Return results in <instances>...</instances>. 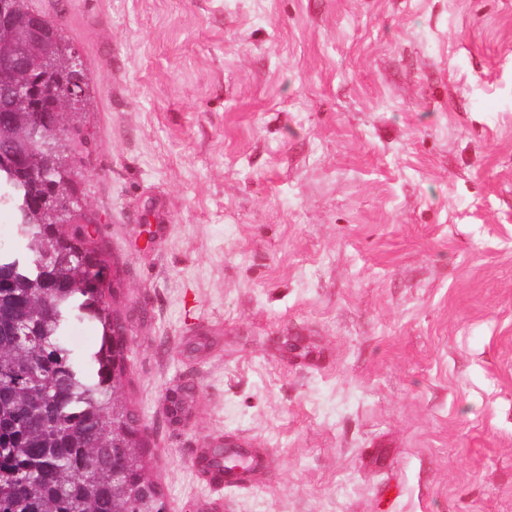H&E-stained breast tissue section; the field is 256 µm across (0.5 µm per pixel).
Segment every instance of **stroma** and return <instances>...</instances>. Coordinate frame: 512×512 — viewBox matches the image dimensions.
<instances>
[{
  "mask_svg": "<svg viewBox=\"0 0 512 512\" xmlns=\"http://www.w3.org/2000/svg\"><path fill=\"white\" fill-rule=\"evenodd\" d=\"M30 5L167 512H512V0ZM228 433L266 474L202 475ZM279 349L293 359H305L311 356V350L301 336H278Z\"/></svg>",
  "mask_w": 512,
  "mask_h": 512,
  "instance_id": "35a3bbf8",
  "label": "stroma"
}]
</instances>
